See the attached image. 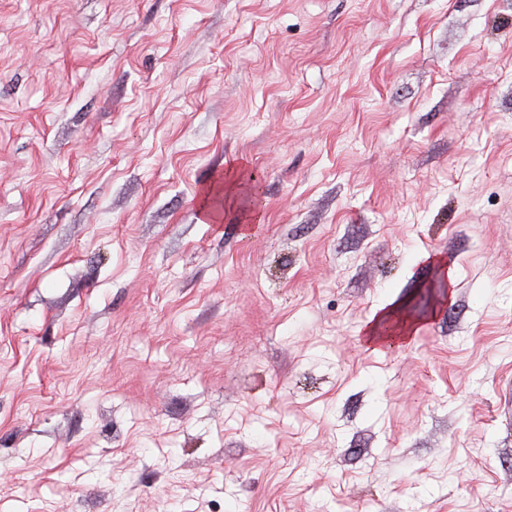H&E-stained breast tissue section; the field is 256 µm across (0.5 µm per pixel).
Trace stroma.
Wrapping results in <instances>:
<instances>
[{"label": "stroma", "instance_id": "stroma-1", "mask_svg": "<svg viewBox=\"0 0 512 512\" xmlns=\"http://www.w3.org/2000/svg\"><path fill=\"white\" fill-rule=\"evenodd\" d=\"M0 512H512V0H0Z\"/></svg>", "mask_w": 512, "mask_h": 512}]
</instances>
